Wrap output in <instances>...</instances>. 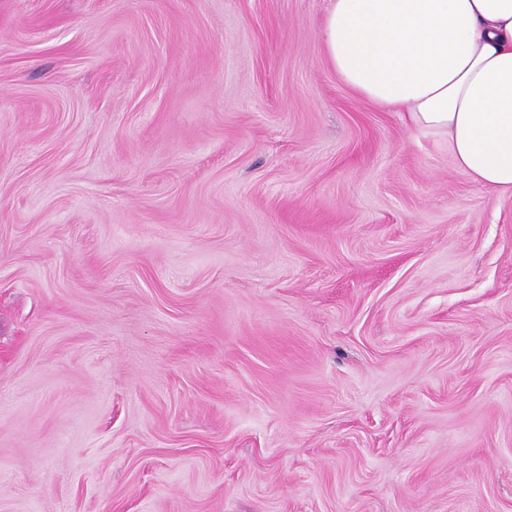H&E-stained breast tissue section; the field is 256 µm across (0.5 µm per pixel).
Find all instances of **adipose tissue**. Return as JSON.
<instances>
[{"instance_id": "obj_1", "label": "adipose tissue", "mask_w": 512, "mask_h": 512, "mask_svg": "<svg viewBox=\"0 0 512 512\" xmlns=\"http://www.w3.org/2000/svg\"><path fill=\"white\" fill-rule=\"evenodd\" d=\"M320 37L347 87L512 196V0H329Z\"/></svg>"}]
</instances>
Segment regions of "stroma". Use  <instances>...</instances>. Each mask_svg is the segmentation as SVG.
<instances>
[{"instance_id":"35a3bbf8","label":"stroma","mask_w":512,"mask_h":512,"mask_svg":"<svg viewBox=\"0 0 512 512\" xmlns=\"http://www.w3.org/2000/svg\"><path fill=\"white\" fill-rule=\"evenodd\" d=\"M327 5L0 0V512H512V197Z\"/></svg>"}]
</instances>
